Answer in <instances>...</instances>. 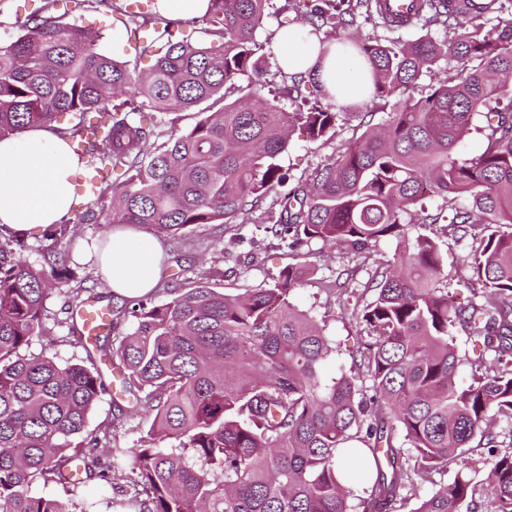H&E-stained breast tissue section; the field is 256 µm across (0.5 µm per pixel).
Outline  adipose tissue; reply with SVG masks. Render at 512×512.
I'll list each match as a JSON object with an SVG mask.
<instances>
[{"label": "adipose tissue", "mask_w": 512, "mask_h": 512, "mask_svg": "<svg viewBox=\"0 0 512 512\" xmlns=\"http://www.w3.org/2000/svg\"><path fill=\"white\" fill-rule=\"evenodd\" d=\"M277 41L281 67L291 75L318 74L339 106L362 98L370 85L362 59L344 44H322L310 27L280 31ZM82 169L68 142L48 129H29L21 141L0 140V225L29 232L68 219L74 179ZM94 253L99 275L112 293L133 298L157 286L164 250L153 234L118 230L95 246Z\"/></svg>", "instance_id": "1"}]
</instances>
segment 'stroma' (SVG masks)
<instances>
[{
  "label": "stroma",
  "instance_id": "1",
  "mask_svg": "<svg viewBox=\"0 0 512 512\" xmlns=\"http://www.w3.org/2000/svg\"><path fill=\"white\" fill-rule=\"evenodd\" d=\"M282 0H272L274 7L265 27L257 34L265 56V79L269 90L275 91L283 83L278 62L275 36L279 30L277 12ZM127 0H114L113 6L99 5L97 0H82L69 4V21L101 33L99 48L108 56L128 61L136 70L148 69L152 56L143 54L142 47L131 39L137 20L126 11ZM362 129L357 117L345 115L336 128V136L327 142L310 141L303 132H295L288 150L280 163L288 173L289 186L305 181L319 165L333 157L341 144L360 135ZM276 195H269L263 205L236 224H203L187 230L178 238H163L165 260L160 282L152 294L154 303L170 300L174 286L190 287L205 282L218 290L237 294L268 282L283 268L304 264L312 273L303 279L295 292L294 300L300 309L308 311L331 338L334 350L323 364L326 377H333L351 367L350 352L369 339L368 329L356 318L354 303L367 302L370 292L363 285L373 273L378 262L392 258L397 243L383 239L362 256L342 248H330L322 243H312L307 253L289 251L276 237L265 233L264 227L278 214ZM108 231L101 220L92 219L78 225L75 230L59 240V250L69 253L70 273L57 283L46 302L47 319L44 332L33 337L25 354H43L59 364L79 363L86 367L99 366L98 351L78 343L70 336L64 322L65 309L73 296L84 288L103 292L104 287L93 267L80 261L76 253L83 244L102 238ZM353 271L354 279L345 294L326 291V280L337 271ZM108 391L91 411L84 437L97 434L101 425H109L110 439L100 444L97 455L105 459L128 460L130 449L139 447L149 428L148 422L133 413L134 399L123 393L119 374H106ZM492 455L483 441L471 444L468 453L449 463L447 468L432 472L419 483V496L429 495L437 486L452 482L456 476L465 475L474 482H484L490 469ZM35 494L57 498L77 507H91L92 512H127L121 504L122 497L109 484L91 480L64 489L55 485H34Z\"/></svg>",
  "mask_w": 512,
  "mask_h": 512
}]
</instances>
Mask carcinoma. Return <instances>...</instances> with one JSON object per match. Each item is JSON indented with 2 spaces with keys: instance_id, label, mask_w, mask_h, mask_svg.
I'll return each instance as SVG.
<instances>
[{
  "instance_id": "cac0c4a2",
  "label": "carcinoma",
  "mask_w": 512,
  "mask_h": 512,
  "mask_svg": "<svg viewBox=\"0 0 512 512\" xmlns=\"http://www.w3.org/2000/svg\"><path fill=\"white\" fill-rule=\"evenodd\" d=\"M474 2V11L450 13L448 0H428L407 25L379 16L376 0L306 4L305 23L316 31L374 14L389 32L353 43L371 68V98L396 99L383 132L349 141L280 198L267 226L296 252L312 242L355 253L384 238L402 246L364 286L372 299L360 319L371 341L352 355L361 373L323 376L330 340L293 302L306 266H288L243 294L197 285L175 289L164 304H109L104 329L123 313L132 331L114 351L98 334L87 341L119 360L122 384L136 386L135 406L150 427L129 466L103 463L77 442L106 392L102 372L21 354L43 330L46 300L68 271V256L55 249L68 225L44 227L38 267L22 258L20 235L0 241V512H71L33 485L110 484L117 474L132 489V512H354L347 485L365 478L373 485L362 512H390L401 491L475 438L496 448L490 413L512 415V370L457 383L453 329L468 331L498 363L512 356V22L484 36L471 30L512 11V0ZM269 9L270 0H208L189 31L165 21L143 74L103 53L100 36L66 14L34 13L0 40V140L75 114L74 152L99 161L76 192L95 193L107 165L124 168L103 223L159 238L232 224L287 179L278 159L295 127L313 142L330 140L342 117L331 103L289 111L264 95L257 33ZM434 26L454 36H399ZM442 60L455 63L454 76L414 98ZM234 92L242 96L231 101ZM209 101L223 107L171 132L144 160L153 113ZM473 131L481 151L459 156ZM432 196L444 205L422 223L472 239L464 286L486 301L456 303L438 242L409 238L407 216ZM363 376L370 395L357 384ZM400 435L408 454L396 446ZM166 441L173 446L160 447ZM410 512H512V446L496 452L485 486L458 476Z\"/></svg>"
}]
</instances>
